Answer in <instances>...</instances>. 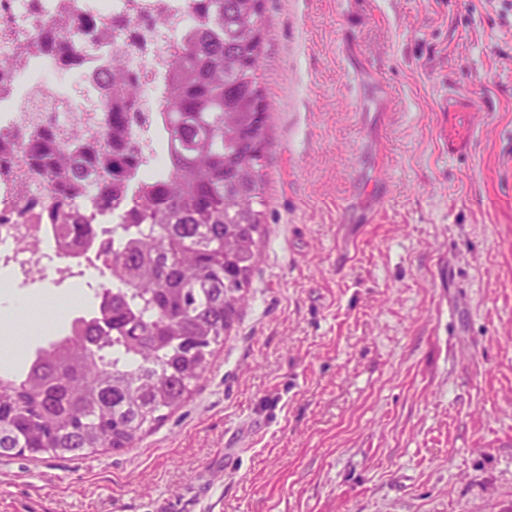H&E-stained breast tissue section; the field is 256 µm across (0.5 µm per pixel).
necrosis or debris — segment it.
I'll return each instance as SVG.
<instances>
[{
	"mask_svg": "<svg viewBox=\"0 0 512 512\" xmlns=\"http://www.w3.org/2000/svg\"><path fill=\"white\" fill-rule=\"evenodd\" d=\"M187 0H0V135L21 143L29 131L25 108L36 91L64 98L63 108L46 107L43 128L72 124L82 113L112 101L103 79L116 58L134 71L144 95L133 105V132L147 158L160 161L157 111L167 60L164 47L190 32ZM18 183L0 177V272L12 285H47L61 292L81 287L89 270L108 286L104 259L113 244L112 211L80 200L94 234L77 249L64 250L52 225L42 220V200L30 202L27 223L12 209L22 198Z\"/></svg>",
	"mask_w": 512,
	"mask_h": 512,
	"instance_id": "obj_1",
	"label": "necrosis or debris"
}]
</instances>
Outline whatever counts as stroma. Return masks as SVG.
<instances>
[{"label": "stroma", "mask_w": 512, "mask_h": 512, "mask_svg": "<svg viewBox=\"0 0 512 512\" xmlns=\"http://www.w3.org/2000/svg\"><path fill=\"white\" fill-rule=\"evenodd\" d=\"M264 33L247 304L141 441L0 458V512H512V0H265Z\"/></svg>", "instance_id": "obj_1"}]
</instances>
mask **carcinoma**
Instances as JSON below:
<instances>
[{
  "label": "carcinoma",
  "instance_id": "carcinoma-1",
  "mask_svg": "<svg viewBox=\"0 0 512 512\" xmlns=\"http://www.w3.org/2000/svg\"><path fill=\"white\" fill-rule=\"evenodd\" d=\"M264 0H190L194 27L169 52L157 113L163 165L141 177L143 158L125 103L130 73L112 82V109L68 128H35L3 171L27 189L58 186L45 210L63 242L91 228L74 200L123 203L113 232L116 287L95 291L66 335L0 375V458L83 459L129 447L184 406L207 372L213 346L248 299L266 233L254 208L269 142L259 69ZM98 174L95 182L85 172Z\"/></svg>",
  "mask_w": 512,
  "mask_h": 512
}]
</instances>
